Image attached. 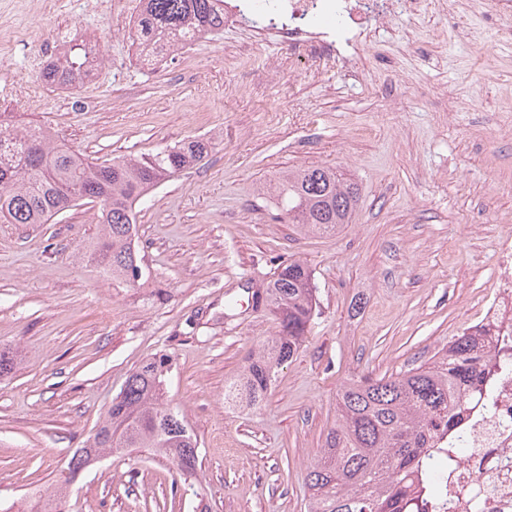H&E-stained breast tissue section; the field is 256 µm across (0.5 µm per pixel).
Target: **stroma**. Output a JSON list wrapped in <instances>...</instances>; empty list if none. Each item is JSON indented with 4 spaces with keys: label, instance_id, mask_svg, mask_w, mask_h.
Here are the masks:
<instances>
[{
    "label": "stroma",
    "instance_id": "stroma-1",
    "mask_svg": "<svg viewBox=\"0 0 512 512\" xmlns=\"http://www.w3.org/2000/svg\"><path fill=\"white\" fill-rule=\"evenodd\" d=\"M52 2L0 0V26L24 38L0 60V112L57 126L102 161L192 137L215 147L141 205L154 287H113L89 262L98 205L0 223V351L16 358L0 376V512L50 490L125 379L163 353L176 363L167 398L200 443L196 478L145 448L107 455L70 485L64 512H307L342 386L427 362L494 286L496 243L512 234V42L498 39L512 8L436 0L392 18L352 77L276 43L240 65L238 30L148 68L98 0ZM74 40L103 54L95 77L41 83L35 62ZM28 85L40 111L24 105ZM311 166L359 188L330 235L289 224L267 191ZM294 259L317 287L312 329L260 409L228 408L225 386L279 331L251 293Z\"/></svg>",
    "mask_w": 512,
    "mask_h": 512
}]
</instances>
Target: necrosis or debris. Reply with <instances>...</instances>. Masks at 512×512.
Returning <instances> with one entry per match:
<instances>
[{
	"label": "necrosis or debris",
	"instance_id": "obj_1",
	"mask_svg": "<svg viewBox=\"0 0 512 512\" xmlns=\"http://www.w3.org/2000/svg\"><path fill=\"white\" fill-rule=\"evenodd\" d=\"M224 23L242 29L248 12L264 15L237 55L249 62L262 42L304 50L318 68L354 70L373 29L391 17L412 15L420 0H222ZM335 15V28L323 29L321 17ZM495 286L470 330L482 334L489 357L512 355V235L497 243ZM452 445L444 461L438 491L421 485L420 496L432 499L434 512H512V372L481 380L462 415L458 430L444 435Z\"/></svg>",
	"mask_w": 512,
	"mask_h": 512
}]
</instances>
